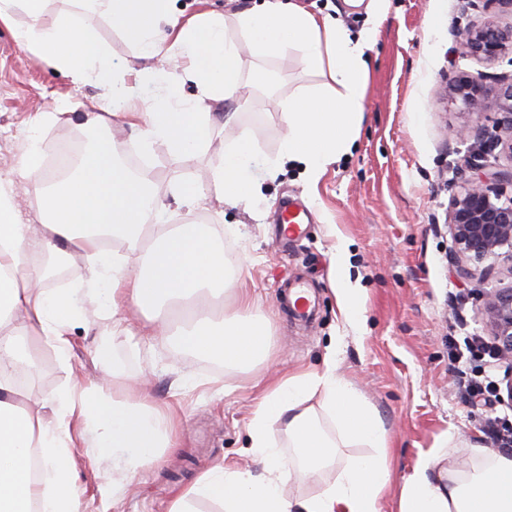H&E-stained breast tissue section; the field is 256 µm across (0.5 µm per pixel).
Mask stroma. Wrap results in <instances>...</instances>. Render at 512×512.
Instances as JSON below:
<instances>
[{
  "instance_id": "obj_1",
  "label": "stroma",
  "mask_w": 512,
  "mask_h": 512,
  "mask_svg": "<svg viewBox=\"0 0 512 512\" xmlns=\"http://www.w3.org/2000/svg\"><path fill=\"white\" fill-rule=\"evenodd\" d=\"M316 16L333 15L351 31L369 26L371 0H300ZM80 14L109 58L130 68L146 60L109 18L82 11L79 0H46L44 27H54L68 14ZM512 22V14L475 0H387L386 16L368 53L366 111L354 146L311 180L297 163H284L274 174L258 172L253 196L230 207L208 185L195 182L202 170L218 169L222 145L249 128L261 153L270 159L282 152L286 127L278 102L299 87L323 83L320 74L302 70L295 54L243 59L242 101H205L204 111L235 112L238 123L217 127L210 147L174 157L162 145L143 149L122 119L112 121V140L123 152L146 153L148 167L158 169L153 191L166 203L167 224H193L204 219L222 238L224 256L242 267L233 290L222 298L224 310L237 308L248 295L271 324V357L249 371L158 338L141 342L149 329L148 314L130 308L129 335L115 337L114 357L133 382L147 383L153 400L180 415L179 446L123 482L113 493L112 455L102 448L74 449V483L81 512H167L176 490L224 462L259 473L261 465L247 456V427L262 391L277 374L317 371L328 345H335L337 371L380 413L390 436V481L380 501L381 512H399L403 484L421 454L446 446L447 465L467 467L474 446L495 453L483 433L476 409L458 390L465 378L449 355L448 339L489 336L477 308L479 295L512 286V274L496 264L491 274L473 268L458 274L448 261L454 249L448 203L468 178L462 159L473 145L448 140L449 127L461 123L457 104L445 89L462 70L477 69L474 60L458 58L456 34L486 17ZM271 73L266 87L251 86L255 69ZM107 90L78 85L65 72L21 49L10 29L0 25V176L15 168L29 121L54 104L67 102L73 118L38 130L40 142L82 134L83 115L105 103ZM194 181L199 205L187 210L175 202L171 187ZM299 200L313 214L307 239L282 249L275 235L277 212L286 198ZM350 244L351 277L363 290L366 322L350 328L341 317L328 272L332 248ZM307 284L314 296L310 320L300 321L279 306L281 283ZM111 319L87 311L69 330L71 346L59 352L35 331L26 348L38 362V376L27 384L20 402L32 413L50 417L47 399L75 380L97 379L94 363L98 331Z\"/></svg>"
}]
</instances>
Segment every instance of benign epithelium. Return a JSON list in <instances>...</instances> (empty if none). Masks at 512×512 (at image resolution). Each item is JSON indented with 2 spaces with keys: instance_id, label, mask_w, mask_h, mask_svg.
Segmentation results:
<instances>
[{
  "instance_id": "obj_1",
  "label": "benign epithelium",
  "mask_w": 512,
  "mask_h": 512,
  "mask_svg": "<svg viewBox=\"0 0 512 512\" xmlns=\"http://www.w3.org/2000/svg\"><path fill=\"white\" fill-rule=\"evenodd\" d=\"M461 57L492 63L512 54V25L505 28L493 19L475 22L458 35ZM448 98L461 104L466 115L496 110L493 125L454 126L449 136L474 141L480 151L464 157V166L474 173L449 200L448 224L454 241L450 259L463 274L467 264H480L505 257L512 262V167H496L485 156L500 150L512 160V75L490 82L482 70L467 71L448 82ZM479 315L491 330L499 356L512 361V288L491 292L481 299Z\"/></svg>"
}]
</instances>
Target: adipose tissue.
<instances>
[{
	"mask_svg": "<svg viewBox=\"0 0 512 512\" xmlns=\"http://www.w3.org/2000/svg\"><path fill=\"white\" fill-rule=\"evenodd\" d=\"M90 10L119 27L140 58L161 52L177 58L176 71L151 70L160 91L145 113L130 111L138 87L129 68L110 60L79 16L59 25H41L45 0H0V22L10 25L17 44L65 70L73 82L107 88L112 116L123 117L139 142L160 144L176 157L208 146L214 126L210 113L183 99L179 84L193 83L210 99H238L242 88V50L260 56L295 53L302 68L327 74L326 83L301 89L279 105L288 134L282 154L317 177L348 153L358 135L366 105L367 53L376 30L352 33L332 16L315 17L297 0H256L239 14L237 31L223 15L182 18L172 0H82ZM23 12L26 21L13 16ZM276 164L261 158L250 133L242 131L225 146L221 167L207 178L215 194L235 206L255 187L258 170ZM34 195L38 218L30 220L15 205L18 191ZM165 203L145 175L124 171L112 144L90 142L76 172L61 185L41 176L36 134L26 138L12 175L0 178V512H80L72 492L74 461L69 419L78 418L95 448L112 451V467L135 475L178 445L173 415L128 382L107 341L97 345L95 362L102 381L73 383L49 400L56 419L47 421L15 404L18 386L13 368L21 362L24 328L39 330L59 351L82 319L85 301L112 317L113 332H124V310L134 305L153 312L152 335L167 333L168 305L175 300H205L223 294L234 278L224 248L197 224H164ZM112 238V252L101 242ZM78 249L89 265L79 287L47 289L31 259L63 260ZM330 281L344 321L359 329L364 320L362 290L353 284L349 248L335 245ZM271 328L254 313L247 298L219 318L199 309L176 344L193 353L246 370L269 356ZM294 460H285L282 445ZM368 447L369 455L337 461L336 451ZM390 438L378 411L336 372V348L328 346L322 372L284 375L269 385L249 421L246 448L263 472L253 475L219 465L176 491L168 512H195L202 499L218 502L223 512H380L390 470ZM468 469L443 466V449H434L403 485L399 512H512V453L487 454L472 448ZM39 459L40 475L31 461ZM333 483L297 502L287 501L283 483L314 477L330 466Z\"/></svg>",
	"mask_w": 512,
	"mask_h": 512,
	"instance_id": "1",
	"label": "adipose tissue"
}]
</instances>
